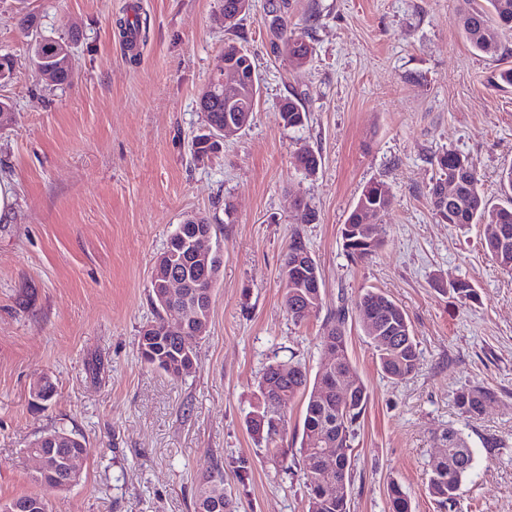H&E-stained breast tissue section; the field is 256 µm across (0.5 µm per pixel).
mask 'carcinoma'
Listing matches in <instances>:
<instances>
[{"label": "carcinoma", "mask_w": 512, "mask_h": 512, "mask_svg": "<svg viewBox=\"0 0 512 512\" xmlns=\"http://www.w3.org/2000/svg\"><path fill=\"white\" fill-rule=\"evenodd\" d=\"M490 10L470 9L462 15V27L470 46L477 52L495 56L501 53L502 37L512 33V0H487ZM288 59L296 69L305 67L313 54V47L301 37L280 32ZM244 64L241 80L240 108H253V87L250 85L252 61L249 56L240 57ZM33 65L37 70L53 67L55 83L67 84L74 73L71 54L61 57L49 55L43 50V42L35 44ZM206 100L203 109L205 122L209 125L224 124L227 105L224 99L201 92ZM286 126L298 128L307 121L306 112L297 96L288 97L280 106ZM298 166L308 175L317 173L321 158L312 149L304 147L297 152ZM439 177L427 191L435 214L453 226L482 224L485 226L484 249L496 265L512 274V169L500 181L502 203L491 204L485 197L481 179L470 159L452 149L435 156ZM464 171L465 179L459 181L455 197L443 205L440 195L454 178L455 169ZM392 196L378 182L367 185L351 210L342 228L343 246L348 257L355 263L362 262L381 246L376 240V221L391 207ZM206 217H189L177 226L169 238L166 250L178 252L177 240L191 233V225L207 224ZM308 250L298 236L288 245L281 268V285L285 290L288 314L295 322L307 318L303 310L313 304L319 308L322 297L314 288H295L287 280L288 259L292 253ZM358 317H367L373 328L365 331L374 345L379 366L390 379L402 381L414 374L419 366V352L411 325L405 311L386 294L367 290L355 303ZM346 313L339 310L327 319L320 336L322 353L320 365L314 378H309L302 367L295 363L275 362L268 365L258 382L260 402L247 419V427L253 437L263 440L266 447L279 448V423L281 417L266 414L267 400H277L286 407L297 396L305 397V414L299 453L303 465L305 486L309 496L308 512H350L346 495L327 491L326 478L321 474L320 464L308 469V461L314 459L319 448L336 450V469L333 479L337 483H349L351 479L352 442L360 425L369 395L366 386L357 375L349 357L345 336ZM179 343L174 336H159L154 349L147 352L138 344L142 363L168 373L164 358L177 349ZM492 393L482 387L460 390L455 395V404L467 419L480 416ZM443 452L432 460L428 470V490L443 503H450L463 482L472 474L474 457L463 432L448 428L439 438ZM391 512H412L411 500L402 486L393 481L387 488ZM195 512H234L232 499L224 492V475L220 471H209L199 478L195 501Z\"/></svg>", "instance_id": "1"}]
</instances>
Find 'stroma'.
Returning a JSON list of instances; mask_svg holds the SVG:
<instances>
[{
    "label": "stroma",
    "instance_id": "obj_1",
    "mask_svg": "<svg viewBox=\"0 0 512 512\" xmlns=\"http://www.w3.org/2000/svg\"><path fill=\"white\" fill-rule=\"evenodd\" d=\"M266 4L253 0L227 31L215 22L224 0H0V54L13 60L0 82L12 112L0 125V176L15 193L13 213L0 219V503L35 494L50 512H194L201 474L217 468L236 512H308L296 459L303 398L284 411L287 456L255 441L246 419L268 364L290 359L316 373L318 336L342 308L369 392L350 512H390L393 480L413 512H512V276L483 249V225L444 224L426 195L447 148L473 161L487 199L500 202L512 169V86L499 73L512 67V36L505 54L476 52L463 0H286L289 32L313 46L296 70L273 45ZM25 12L37 18L27 33ZM120 18L145 22L136 47L126 46ZM42 38L70 43L71 84L35 72ZM228 43L254 60L258 105L249 126L199 160L198 97ZM293 95L308 113L300 128L281 119ZM303 146L321 156L311 177L296 163ZM376 181L393 206L378 226L382 248L356 264L341 228ZM192 214L215 225L224 262L206 333L190 343L197 364L173 379L140 362L138 341L154 319L155 262ZM297 236L323 279L322 305L301 323L280 286ZM457 280L476 300L453 294ZM368 289L411 323L420 363L406 381L383 375L353 312ZM42 376L56 387L46 403L31 394ZM473 386L492 398L467 422L454 394ZM451 426L476 466L443 507L426 471ZM55 429L89 450L68 488L36 481L27 451ZM487 438L498 447H484Z\"/></svg>",
    "mask_w": 512,
    "mask_h": 512
}]
</instances>
